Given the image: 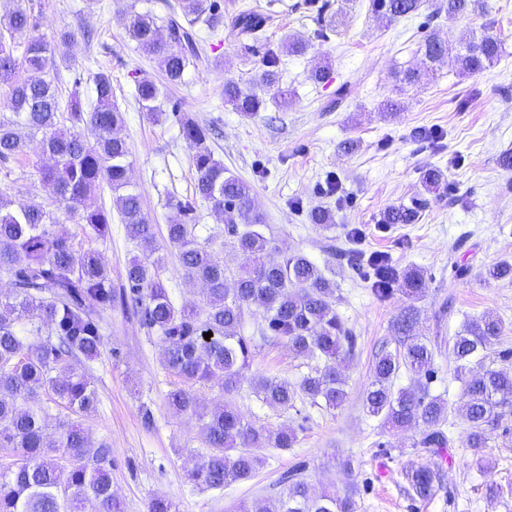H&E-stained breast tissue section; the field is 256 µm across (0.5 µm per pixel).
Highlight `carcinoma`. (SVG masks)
I'll return each mask as SVG.
<instances>
[{
    "label": "carcinoma",
    "mask_w": 512,
    "mask_h": 512,
    "mask_svg": "<svg viewBox=\"0 0 512 512\" xmlns=\"http://www.w3.org/2000/svg\"><path fill=\"white\" fill-rule=\"evenodd\" d=\"M0 17V81H13L10 99L0 113V162L37 141L51 163L43 166L40 179L48 186L58 208L78 218L81 230L98 239L111 231L112 215L91 207L89 200L102 182L117 193L116 205L129 239L139 254L126 266V285L112 288L109 269L94 250H77L72 234L53 211L34 201L16 203L0 193V449H10L19 462L0 468V512H83L84 503H95L96 512H123L112 490V448L90 444L82 424L74 416L90 413L97 402L92 378L76 371L75 364L90 362L103 347L102 313L120 307L137 316L147 332L164 346L163 366L181 380L166 394L169 407L194 418L200 425L208 452L190 471L197 487L222 490L252 478L264 466L262 448L288 450L304 426L267 429L255 427L238 411L230 395L250 368L256 342L282 343L297 356L315 362L299 381L259 375L252 380L256 395L265 404L290 410L302 398L311 405L334 410L347 397L345 369L354 357L357 337L336 313V284L308 256L280 254L259 226L262 216L252 206L251 186L230 174L206 145L207 130L179 119L182 136L195 147L192 165L196 172L194 197L171 198L165 244L176 250L184 278L192 286L205 285L200 304L177 307L162 278L164 257L154 225L146 218L141 195L131 188L129 147L117 134L122 112L112 101V77L93 76L95 102L84 110L78 91H72L67 112L59 106V92L50 75L55 55L65 53L71 35L49 41L32 36L21 56L4 42V34L38 27L37 17L25 0ZM371 7L392 21L409 16L421 0H371ZM483 8L482 0H444L438 10L450 18ZM180 13L164 21L150 12L130 11L127 33L137 48L155 57L166 83L181 82L186 68L200 57L193 26L208 22L220 9L216 0H180ZM269 16L253 10L240 12L233 28L246 37L244 51L263 40ZM305 41L286 38L268 47L260 60L257 84L281 105H288V91L280 87L284 56L307 51ZM421 50L430 66L399 71V82L415 86L433 78V63L454 54L458 68L479 73L498 60L501 42L491 34L472 36L454 47L428 36ZM32 72L14 79L19 68ZM136 99L143 110L160 119L165 111L161 91L154 80L143 77L135 84ZM224 103L250 115L266 105L265 97L245 92L233 80L224 81ZM224 216V246L239 254L243 263L233 271L224 260L195 235L196 200ZM424 203L417 200L385 212V224H413ZM380 279L374 288L384 298L386 287L400 274L380 261ZM232 287H226L227 277ZM399 291L409 297L422 293L424 274L404 271ZM512 277V264L503 261L482 274L485 280ZM259 308L262 327L257 336L244 335L245 316ZM417 311L400 313L395 331L400 336L396 352L378 356L373 381L364 394L369 415L385 426L421 429L414 447L438 452L448 447L444 430L448 413L456 411L469 424L466 443L480 448L487 427L512 406V350L497 353L499 367L471 373L473 361H484L498 344L502 318L486 312L477 319L464 318L448 340V355L461 383L458 406L442 395H433L429 380L435 373L438 344L416 333ZM48 332H43V328ZM212 333L208 339L204 334ZM409 384L396 385L401 373ZM219 378L224 404L214 409L202 404L193 391L198 384ZM64 408L55 434L47 432L44 399ZM300 463L283 475L284 492L270 505L240 506V512H355L349 494L326 489L310 492ZM415 494L433 495L440 474L430 469L407 473Z\"/></svg>",
    "instance_id": "cac0c4a2"
}]
</instances>
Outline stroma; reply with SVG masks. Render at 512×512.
<instances>
[{
	"mask_svg": "<svg viewBox=\"0 0 512 512\" xmlns=\"http://www.w3.org/2000/svg\"><path fill=\"white\" fill-rule=\"evenodd\" d=\"M437 2L423 0L415 14L389 22L372 12L371 0H220L215 30H199V61L180 84L169 86L157 61L128 37L124 18L130 5L163 18L178 0H32L39 34L71 35L66 56L56 60L63 92L79 88L83 101L91 102L93 74H111L114 102L124 117L119 134L131 152L129 179L149 222L165 227L168 199L193 191L194 150L181 136L177 116L211 128L208 147L251 185L266 235L280 250L304 252L327 268L336 283V311L357 338L346 371L348 397L338 409L301 400L292 411L272 408L242 380L233 401L252 425L294 426L303 413L306 428L294 448L263 449L266 463L250 480L204 490L188 479L206 451L201 429L167 405L166 394L178 379L162 365L160 340L136 317L104 312L103 349L76 369L93 378L98 403L82 423L93 444L112 449V487L126 512H148L156 497L171 500L177 512H236L239 504L277 496L281 474L299 462L315 493L332 485L341 491L354 480L356 512H512V410L488 428L479 449L464 443V418L450 416L451 441L432 454L413 447L418 431L384 427L363 406L375 356L398 348L393 324L407 307L418 312L417 332L436 341L454 335L463 318L496 312L504 322L499 346L512 349V280L481 277L491 265L512 262V170L499 163L504 151H512V0H485L483 11L455 19L436 15ZM246 7L269 15V41L295 36L309 45L305 55L283 59L280 85L288 92L287 106L270 101L249 116L224 104L225 80L247 90L259 70V57L245 54L232 28ZM484 31L499 38L502 57L483 72L460 74L447 58L436 64L431 82H396V71L420 65L419 46L430 33L455 43ZM320 64L327 65L328 76L316 82L310 72ZM142 77L163 85L162 105L172 113L167 121L155 122L135 100V81ZM387 99L401 101V110L382 111ZM419 129L429 139L416 138ZM45 161L31 144L0 163V191L56 209L39 177ZM426 167L444 173L446 190H426L420 180ZM330 180L336 183L331 194L325 191ZM417 197L427 205L416 223H383L387 207ZM113 200L106 185L92 196L93 205L112 213ZM317 206L331 212V229L310 223L308 213ZM196 215L198 240L229 268L238 267L240 256L224 246L223 217L204 203ZM60 220L76 249L102 254L113 288H120L137 253L120 216L113 213L112 233L103 241L84 234L69 215ZM354 227L362 229L361 238L350 236ZM353 250L385 253L399 271L422 270L424 292L412 299L398 291L378 297L371 282L348 266L344 255ZM308 366L284 345L261 343L250 370L294 382ZM347 462L349 476L343 471ZM412 467L440 471L432 498L414 495L406 475Z\"/></svg>",
	"mask_w": 512,
	"mask_h": 512,
	"instance_id": "35a3bbf8",
	"label": "stroma"
}]
</instances>
